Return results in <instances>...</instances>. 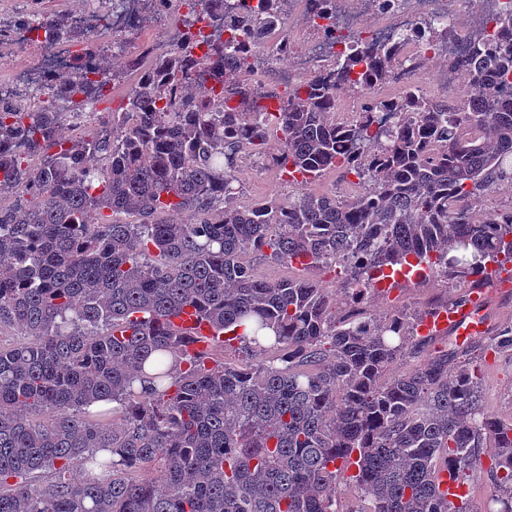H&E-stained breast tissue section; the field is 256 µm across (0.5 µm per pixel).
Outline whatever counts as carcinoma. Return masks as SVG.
Returning a JSON list of instances; mask_svg holds the SVG:
<instances>
[{
    "instance_id": "1",
    "label": "carcinoma",
    "mask_w": 512,
    "mask_h": 512,
    "mask_svg": "<svg viewBox=\"0 0 512 512\" xmlns=\"http://www.w3.org/2000/svg\"><path fill=\"white\" fill-rule=\"evenodd\" d=\"M212 2L181 18V46L120 66L66 12L19 19L132 84L95 126L55 110L89 98L73 73L36 90L35 108L0 100V330L23 334L0 340V512H344L351 465L358 512H474L472 493L449 500L440 484L478 470L484 512H512V418L483 406L482 365L430 349L437 332L418 328L436 306L412 322L362 307L386 268L474 288L488 261H512V207L481 206L512 183V8L470 47V95L409 89L383 127L372 109L401 66L393 47L359 41L334 64L340 88L368 100L354 123L337 124L336 93L316 80L271 111L242 78L248 61L216 67L224 42L201 27ZM283 6L265 0V25L284 23ZM238 23L233 37L263 41ZM273 139L272 165L303 186L360 152L345 172L363 189L236 203L241 160ZM247 250L349 278L331 291L269 281ZM186 309L210 337L172 324ZM235 339L251 364L218 357ZM482 350H512V336ZM407 353L425 359L382 380ZM100 402L115 407L89 411ZM153 464L160 482L132 478ZM35 472L54 480L35 487Z\"/></svg>"
}]
</instances>
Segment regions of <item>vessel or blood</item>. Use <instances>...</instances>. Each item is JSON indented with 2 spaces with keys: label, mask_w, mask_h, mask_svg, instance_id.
Segmentation results:
<instances>
[{
  "label": "vessel or blood",
  "mask_w": 512,
  "mask_h": 512,
  "mask_svg": "<svg viewBox=\"0 0 512 512\" xmlns=\"http://www.w3.org/2000/svg\"><path fill=\"white\" fill-rule=\"evenodd\" d=\"M512 281L502 277L496 279L492 286H478L469 289L464 302L428 318L427 327L449 335L459 340L481 335L489 327L486 311L492 301L496 289L508 287Z\"/></svg>",
  "instance_id": "vessel-or-blood-1"
}]
</instances>
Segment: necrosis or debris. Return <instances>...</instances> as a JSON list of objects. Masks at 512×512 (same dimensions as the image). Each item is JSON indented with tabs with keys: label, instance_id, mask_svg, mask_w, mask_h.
<instances>
[{
	"label": "necrosis or debris",
	"instance_id": "1",
	"mask_svg": "<svg viewBox=\"0 0 512 512\" xmlns=\"http://www.w3.org/2000/svg\"><path fill=\"white\" fill-rule=\"evenodd\" d=\"M505 0H287L288 24L266 34L262 48L246 47L254 66L248 80L261 93L285 96L290 88L315 76L329 77L330 66L346 54L359 39L385 41L400 50L403 61L395 84L381 88L377 98L378 122L397 121L400 90L424 85L434 100L453 101L460 95V60L471 42L490 29L491 18ZM467 14L465 25L455 23L458 14ZM153 0H113L112 28L125 33V42H113V56H120L129 43L152 51L177 47L182 40L181 21L171 20L163 31L151 23ZM0 39V61L9 59L13 46L25 44L30 62L16 63L10 77L0 76V98L21 100L38 86L75 65L98 70V58H78L76 47L62 43L47 46L43 36L17 24L5 29Z\"/></svg>",
	"mask_w": 512,
	"mask_h": 512
}]
</instances>
